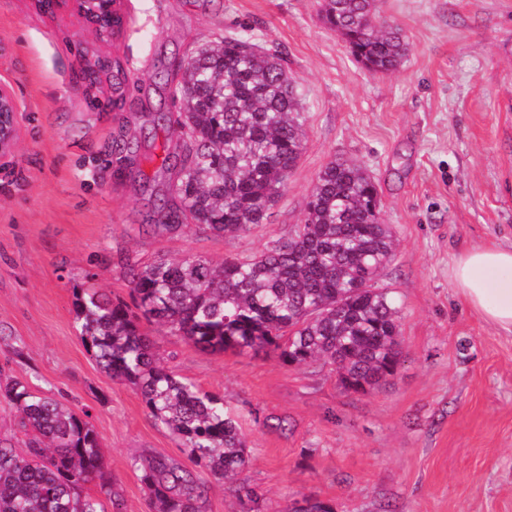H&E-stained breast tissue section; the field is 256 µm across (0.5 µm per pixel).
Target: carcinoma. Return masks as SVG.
I'll list each match as a JSON object with an SVG mask.
<instances>
[{"label":"carcinoma","mask_w":512,"mask_h":512,"mask_svg":"<svg viewBox=\"0 0 512 512\" xmlns=\"http://www.w3.org/2000/svg\"><path fill=\"white\" fill-rule=\"evenodd\" d=\"M326 27L370 72L399 67L401 28L381 19L373 0H320ZM175 93L183 155L174 163L177 207L155 236L185 218L216 236H236L266 220L305 147L304 121L286 59L242 37H226L178 67ZM394 241L381 222L372 176L347 160L317 175L302 223L258 255L213 262L201 257L120 259L131 302L84 288L74 307L83 343L112 378L134 386L149 416L199 467L146 453L135 460L153 512H208L213 481L244 471V437L224 398L160 364L143 324L164 327L202 351L273 352L285 365L332 367L347 392L366 395L390 383L402 352L400 307L377 278ZM17 412L16 432L0 438V512H107L84 491L95 482L123 512L112 489L91 414L37 394L26 381H0V404ZM243 512H265L256 488H231ZM288 512H333L305 496Z\"/></svg>","instance_id":"obj_1"}]
</instances>
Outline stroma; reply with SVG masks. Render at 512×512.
Instances as JSON below:
<instances>
[{
    "mask_svg": "<svg viewBox=\"0 0 512 512\" xmlns=\"http://www.w3.org/2000/svg\"><path fill=\"white\" fill-rule=\"evenodd\" d=\"M320 0H120L96 36L72 10L0 0V82L20 106L0 157V374L90 410L125 512H152L133 465L182 459L138 391L97 365L75 291L127 296L119 256L142 261L258 253L303 221L319 171L360 163L396 240L379 278L401 307L390 384L345 392L330 367L275 355L209 354L157 328L163 365L222 396L250 450L240 481L267 512L313 496L335 512H512V332L464 301V250L512 244V0H374L408 52L368 72L319 15ZM280 51L297 85L306 145L264 223L239 236L194 225L156 237L154 203L175 174L178 65L225 35ZM286 419V430L262 425Z\"/></svg>",
    "mask_w": 512,
    "mask_h": 512,
    "instance_id": "35a3bbf8",
    "label": "stroma"
}]
</instances>
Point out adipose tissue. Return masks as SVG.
Instances as JSON below:
<instances>
[{
    "mask_svg": "<svg viewBox=\"0 0 512 512\" xmlns=\"http://www.w3.org/2000/svg\"><path fill=\"white\" fill-rule=\"evenodd\" d=\"M453 276L470 308L493 326L512 332V246L465 251Z\"/></svg>",
    "mask_w": 512,
    "mask_h": 512,
    "instance_id": "1",
    "label": "adipose tissue"
}]
</instances>
